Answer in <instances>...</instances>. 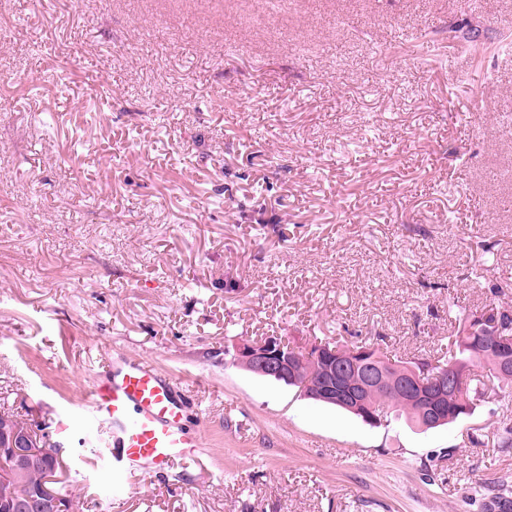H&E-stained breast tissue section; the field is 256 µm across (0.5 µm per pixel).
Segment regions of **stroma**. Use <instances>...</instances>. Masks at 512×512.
Instances as JSON below:
<instances>
[{
	"label": "stroma",
	"mask_w": 512,
	"mask_h": 512,
	"mask_svg": "<svg viewBox=\"0 0 512 512\" xmlns=\"http://www.w3.org/2000/svg\"><path fill=\"white\" fill-rule=\"evenodd\" d=\"M512 0H0V406L79 512H486L512 389L420 431L228 364L243 340L437 360L512 308ZM185 383L200 462L113 472L101 350Z\"/></svg>",
	"instance_id": "stroma-1"
}]
</instances>
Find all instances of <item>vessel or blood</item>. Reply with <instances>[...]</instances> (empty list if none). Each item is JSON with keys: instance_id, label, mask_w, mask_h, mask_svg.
Masks as SVG:
<instances>
[{"instance_id": "obj_1", "label": "vessel or blood", "mask_w": 512, "mask_h": 512, "mask_svg": "<svg viewBox=\"0 0 512 512\" xmlns=\"http://www.w3.org/2000/svg\"><path fill=\"white\" fill-rule=\"evenodd\" d=\"M177 383L149 360L121 366L104 361L100 379L86 391L82 407L107 434L112 468L122 475L161 473L193 460L202 446L186 424Z\"/></svg>"}]
</instances>
